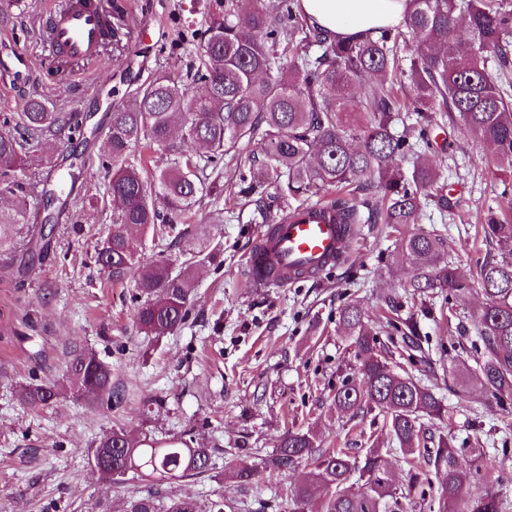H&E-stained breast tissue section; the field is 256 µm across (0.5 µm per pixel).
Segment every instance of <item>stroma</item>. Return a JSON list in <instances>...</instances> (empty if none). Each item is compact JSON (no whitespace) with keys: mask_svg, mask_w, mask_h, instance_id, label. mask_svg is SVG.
<instances>
[{"mask_svg":"<svg viewBox=\"0 0 512 512\" xmlns=\"http://www.w3.org/2000/svg\"><path fill=\"white\" fill-rule=\"evenodd\" d=\"M50 6L51 0H20L0 11V115L20 112L36 96L50 111L78 109L89 121L82 138L59 136L52 157L73 179L52 209L49 254L24 287L0 273V512H122L143 483L133 474L105 482L87 457L114 428L137 437L187 432L214 448L209 475L164 487L162 495L201 503L220 498L232 512H289L286 491L304 480L305 467L260 473L243 489L225 479L224 465L243 448L266 454L292 427L313 429L320 447L358 455L379 444L390 451L397 483H407L409 467L392 452L383 417L348 422L333 403L352 358L338 324L341 307L360 302L372 319L391 300L399 314L408 312L413 270L397 259L386 225H357L348 258L317 277L253 285L246 260L267 227L254 222L253 203L237 195L245 155H225L212 175L215 191L163 239L146 241L141 255L145 262L166 256L177 269L188 246L220 249L216 263L196 271L192 319L158 339L140 334L130 316L133 280L112 283L92 260L96 243L112 229L114 211L110 175L99 164L107 115L129 106L136 88L158 71L186 72L213 0H128L140 53L108 67H84L64 81L39 65L41 22ZM436 135L451 143L434 162L456 207L443 213L428 205L418 224L443 235L449 257L468 278L490 251L478 232L483 215L492 210L512 221V174L486 165L489 149L478 140L446 127ZM484 301L480 293L469 294L463 325L455 328L440 297H432L430 314L418 319L431 364L414 374L449 406L448 430L461 447V464H470L472 449H482L493 479L477 484V491L495 493L502 512H512V415L492 408L475 420L471 407L480 389L472 384L466 394L451 391L462 375L448 352L475 341V310ZM76 348L111 365L122 401L91 406L67 393L43 410L24 406L20 385L63 379Z\"/></svg>","mask_w":512,"mask_h":512,"instance_id":"obj_1","label":"stroma"}]
</instances>
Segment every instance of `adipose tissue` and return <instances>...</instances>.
Listing matches in <instances>:
<instances>
[{"label":"adipose tissue","mask_w":512,"mask_h":512,"mask_svg":"<svg viewBox=\"0 0 512 512\" xmlns=\"http://www.w3.org/2000/svg\"><path fill=\"white\" fill-rule=\"evenodd\" d=\"M298 7L329 34L348 38L397 26L408 0H298Z\"/></svg>","instance_id":"ef3b65f1"}]
</instances>
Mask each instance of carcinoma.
<instances>
[{"label": "carcinoma", "instance_id": "carcinoma-1", "mask_svg": "<svg viewBox=\"0 0 512 512\" xmlns=\"http://www.w3.org/2000/svg\"><path fill=\"white\" fill-rule=\"evenodd\" d=\"M108 10L105 64L135 49L125 4L112 0ZM462 16L470 34L465 45L455 34ZM404 27L414 42L407 59L400 55L402 32L394 28L340 40L302 18L297 0H280L275 14L263 0H216L187 80L161 72L136 88L131 106L112 112L101 165L110 173L108 194L118 207L92 260L114 281L134 276L132 321L140 332L163 337L189 320L195 269L215 261L217 253H192L177 271L162 257L143 263V239L129 229L162 239L171 220L192 217L213 191L207 169L231 151L247 152L257 166L256 174L241 179L239 194L263 215L280 199L332 190L334 223L357 224L364 212L369 223L398 232L399 258L414 269L408 295L421 313L435 294L452 301L470 293V282L447 259L444 239L417 227L424 205L451 208L425 150L446 118L491 148L488 161L512 172V102L488 69L491 60L500 68L512 63V0H409ZM312 45L321 52L310 54ZM0 124V192L12 199L11 207L0 208V270L23 278L48 250L43 229L52 216H40L43 192L17 172L43 162L58 132L83 127L76 113L50 112L38 97ZM155 147L160 157L150 165L144 151ZM481 228L500 254L487 255L476 270L488 302L477 308L483 353L475 359L473 379L486 400L505 411L512 406V224L489 211ZM339 325L355 364L354 374L336 386V411L350 420L372 412L383 416L395 451L409 465L408 492L429 482L433 470L443 476L442 512H502L496 495L471 491L490 478L479 458L463 469L459 450L443 435L436 448H420L425 423L443 420L449 409L413 374L412 358L397 362L395 355L404 352L379 339L393 331L417 342V319L387 316L375 328L363 308L350 303L341 309ZM63 387L76 398L110 400L112 368L92 352H76L65 384L30 383L19 398L44 409ZM88 454L104 479L119 481L131 471L147 482L149 490L130 496L125 512H224L221 498L205 506L192 499L160 505L158 488L212 470V449L191 438L146 434L135 440L114 429ZM301 464L309 468L307 478L288 496L296 512H406L407 492L388 476L382 449L372 445L361 457L346 448L319 449L310 429L288 432L256 461L237 458L224 477L249 486L263 471L286 473Z\"/></svg>", "mask_w": 512, "mask_h": 512}]
</instances>
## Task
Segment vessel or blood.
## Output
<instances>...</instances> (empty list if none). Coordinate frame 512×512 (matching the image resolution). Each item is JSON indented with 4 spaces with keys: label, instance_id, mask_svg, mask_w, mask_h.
Returning a JSON list of instances; mask_svg holds the SVG:
<instances>
[{
    "label": "vessel or blood",
    "instance_id": "1",
    "mask_svg": "<svg viewBox=\"0 0 512 512\" xmlns=\"http://www.w3.org/2000/svg\"><path fill=\"white\" fill-rule=\"evenodd\" d=\"M106 30V17L91 0H63L45 16L41 60L46 63L61 55L98 59ZM346 248L341 225L295 216L281 219L275 234L262 237L248 262L268 268L269 281L285 285L341 262Z\"/></svg>",
    "mask_w": 512,
    "mask_h": 512
}]
</instances>
